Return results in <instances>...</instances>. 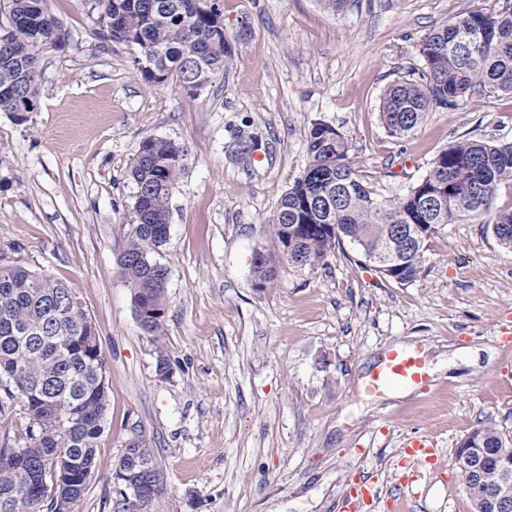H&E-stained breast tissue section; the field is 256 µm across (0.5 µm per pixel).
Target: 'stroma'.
I'll return each mask as SVG.
<instances>
[{"mask_svg":"<svg viewBox=\"0 0 512 512\" xmlns=\"http://www.w3.org/2000/svg\"><path fill=\"white\" fill-rule=\"evenodd\" d=\"M506 0H222L234 61L199 92L144 81L133 47L107 39L94 0H42L66 34L41 51L38 105L0 112V262L67 283L107 361L108 408L79 512H113L112 473L132 433L162 474L157 512H344L362 476L382 487L360 512H474L456 449L479 423L512 437V251L490 228L512 207L439 228L423 270L401 285L342 242L314 270L254 286L252 257L274 254L269 218L307 163L320 122L349 142L381 197L421 181L451 143L512 142V93L474 94L429 112L411 134L380 119L387 88L418 78L429 31ZM259 140L242 153L240 136ZM148 137L187 146L159 260L169 270L165 349L156 371L118 256L135 220L128 169ZM422 352L428 390L364 396L386 352ZM433 440L419 499L400 485V451Z\"/></svg>","mask_w":512,"mask_h":512,"instance_id":"1","label":"stroma"}]
</instances>
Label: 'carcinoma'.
I'll return each mask as SVG.
<instances>
[{
  "instance_id": "obj_1",
  "label": "carcinoma",
  "mask_w": 512,
  "mask_h": 512,
  "mask_svg": "<svg viewBox=\"0 0 512 512\" xmlns=\"http://www.w3.org/2000/svg\"><path fill=\"white\" fill-rule=\"evenodd\" d=\"M9 26H0V112L37 107L40 74L31 61L46 46L61 47L66 35L40 0H7ZM110 40L137 48L141 77L157 84L177 78L200 91L230 70L233 49L220 15L205 0H95ZM424 66L417 81L392 84L380 116L392 137L414 131L427 113L455 108L470 93H512V6L488 14L469 11L434 27L420 45ZM308 163L281 195L269 223L274 256L255 252V287L263 288L281 267L302 270L295 255L324 263L343 240L363 257L392 242L399 226L424 224L430 239L445 224L490 212L501 188L512 189V142H453L433 160L426 176L404 194L379 198L363 184L346 139L314 123L304 137ZM188 148L157 138L142 141L130 177L136 185L135 222L119 258L131 302L143 317V333L165 356L168 268L156 259L170 228V199L185 170ZM444 188L446 205L433 204ZM492 232L512 250V208L500 210ZM424 257L405 253L389 279L415 281ZM76 293L31 268L0 264V414L24 393L25 432L0 446V512H54L55 500L78 512L93 477L97 440L107 411L105 355L85 309L70 307ZM112 473L115 512H153L161 475L146 437L135 434ZM484 458L497 472L512 457V438L491 425L470 433L456 451V465L473 508L480 495L461 451Z\"/></svg>"
}]
</instances>
